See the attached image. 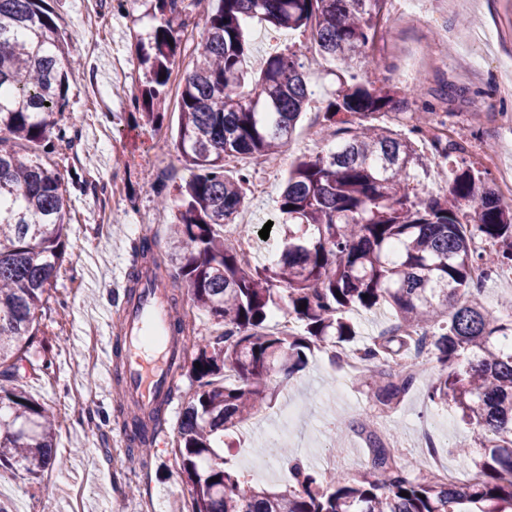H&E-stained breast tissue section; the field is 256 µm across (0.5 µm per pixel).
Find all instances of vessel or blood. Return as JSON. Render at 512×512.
I'll list each match as a JSON object with an SVG mask.
<instances>
[{"label":"vessel or blood","mask_w":512,"mask_h":512,"mask_svg":"<svg viewBox=\"0 0 512 512\" xmlns=\"http://www.w3.org/2000/svg\"><path fill=\"white\" fill-rule=\"evenodd\" d=\"M121 313L126 335V388L137 392L148 405L174 382L167 345L150 350L144 344L146 336L163 335L168 308L156 290L146 288L139 302L122 306Z\"/></svg>","instance_id":"1"}]
</instances>
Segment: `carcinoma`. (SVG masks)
I'll use <instances>...</instances> for the list:
<instances>
[{"instance_id": "obj_1", "label": "carcinoma", "mask_w": 512, "mask_h": 512, "mask_svg": "<svg viewBox=\"0 0 512 512\" xmlns=\"http://www.w3.org/2000/svg\"><path fill=\"white\" fill-rule=\"evenodd\" d=\"M156 22L137 56L146 81L136 111L152 121L167 95L177 56L185 49L182 17L202 0H151ZM387 0H209L206 34L196 43L193 69L183 80L177 149L190 176L178 185L169 261L194 305L224 330L198 343L186 336L183 317H169L173 348L194 350L188 397L176 428L174 455L189 486L186 512H512V299L490 311L472 280L477 265L512 270V207L483 173L454 165L448 195L418 197L410 171L442 158L370 120L404 104L384 87L340 82L323 112L341 124L336 150L300 159L289 172L278 211L288 235L277 263L246 269L224 246L221 229L234 222L248 176L224 173L238 155L284 151L310 91L293 53L266 59L260 76L246 83L243 24L259 18L280 29H308L318 52L348 73L386 24ZM73 53L48 0H0V470L16 466L37 475L62 465L54 454L55 417L27 393L31 350L41 344L39 319L66 252L68 180L51 162L65 129L50 117L69 106ZM164 79H159V76ZM469 203V211L461 202ZM294 208H288V205ZM491 249L479 251L474 240ZM155 242L133 243L127 294L145 281L164 284ZM303 333L266 329L276 300ZM305 308H300V305ZM384 306L396 321L359 349L362 378L374 382L375 402L399 401L415 377L401 360L412 337L442 374L427 390L436 405L453 403L476 428L479 478L458 486L415 471L399 449L375 436L366 463L354 477L317 472L290 459L292 484L281 492L247 486L224 458V432L263 411L272 396L265 379L273 368L290 375L312 350V339L335 338L332 362L355 339L348 314ZM125 338L113 347L115 380L122 384ZM231 367L233 385L215 377ZM167 425L162 407L126 420L129 453L149 454ZM217 481H212V478ZM408 496H401V492Z\"/></svg>"}]
</instances>
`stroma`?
Returning <instances> with one entry per match:
<instances>
[{"label": "stroma", "mask_w": 512, "mask_h": 512, "mask_svg": "<svg viewBox=\"0 0 512 512\" xmlns=\"http://www.w3.org/2000/svg\"><path fill=\"white\" fill-rule=\"evenodd\" d=\"M477 9L448 8L444 0H430L424 20L396 33L380 30L354 74L357 82L403 91L405 111H417L426 124L446 123L457 147L456 160L482 167L485 154L512 163V96L499 88L497 59L484 55L480 72L453 76L460 47L442 38L443 31L464 32L466 23L483 19L506 39L512 54V0H476ZM56 22L70 36L82 64L69 77V107L59 115V126L69 129L71 141L54 156L60 170L76 172L84 182L71 189L66 255L49 291L40 319L45 352L34 353L33 363L50 358L49 374L34 373L26 381L28 394L58 418L55 453L62 467L29 475L23 468L0 475V500L12 512H171L185 502L183 482L172 452L183 397L193 390L189 376L176 377L181 391L167 409L168 428L148 459L129 454L120 428L127 404L112 381V367L103 359L105 344L113 342L121 321L124 276L131 263V246L143 234L155 236L167 251L166 227L177 211L176 188L189 176L175 147L179 125V86H169L156 123L143 121L131 100L145 81L136 59L139 41L154 26L150 0H138L133 13L116 8V0H54ZM95 10L100 21L85 30V10ZM245 34L251 44V76H259L274 52L296 54L309 72L314 92L288 146L286 158L256 156L228 158L225 169L247 172L243 208L255 222L244 231L258 238L260 221H271L270 244H277L285 228L277 222L282 185L293 159L327 154L336 139L335 126L322 119L323 108L338 81L334 62L312 63L315 52L309 32L277 29L259 19L249 20ZM405 44L422 55H441L442 64L429 76V91L416 96L412 72H397L392 49ZM165 189L159 199L157 189ZM328 351L315 347L307 365L292 375L270 374L273 398L266 421L291 414L288 447L308 465L321 467L334 440H341L340 471L356 475L367 457L366 436L354 430L374 404L365 387L345 367L327 361ZM440 374L431 366L400 401L384 414V432L402 445L403 459L419 456L423 448L417 424L427 419L436 433L439 457L458 473L473 470L478 454H458L457 444L471 440L470 425L451 406H437L426 398ZM266 422L249 420L227 438L224 455L252 480L256 468L266 470L264 486L285 490L290 479L288 460L276 454L280 443L264 432Z\"/></svg>", "instance_id": "obj_1"}]
</instances>
